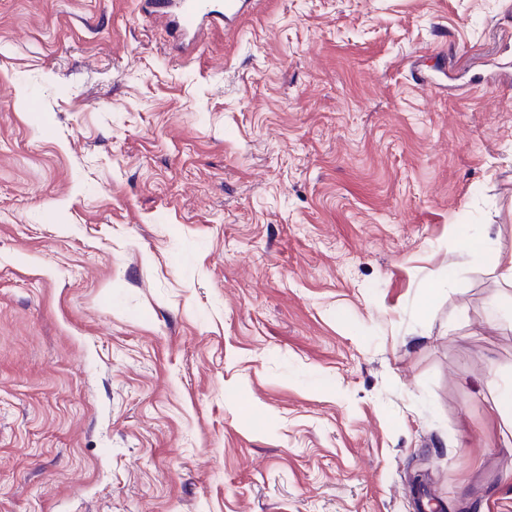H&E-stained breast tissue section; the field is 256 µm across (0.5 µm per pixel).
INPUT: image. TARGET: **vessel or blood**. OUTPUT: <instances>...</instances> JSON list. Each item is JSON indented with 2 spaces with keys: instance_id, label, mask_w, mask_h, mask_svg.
<instances>
[{
  "instance_id": "b4317fda",
  "label": "vessel or blood",
  "mask_w": 512,
  "mask_h": 512,
  "mask_svg": "<svg viewBox=\"0 0 512 512\" xmlns=\"http://www.w3.org/2000/svg\"><path fill=\"white\" fill-rule=\"evenodd\" d=\"M157 19L169 27L182 54L197 49L206 27L226 28L240 13L242 0H151Z\"/></svg>"
}]
</instances>
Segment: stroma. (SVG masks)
<instances>
[{
	"label": "stroma",
	"instance_id": "obj_1",
	"mask_svg": "<svg viewBox=\"0 0 512 512\" xmlns=\"http://www.w3.org/2000/svg\"><path fill=\"white\" fill-rule=\"evenodd\" d=\"M500 249L512 0H0V512H512ZM157 19L169 27L175 48L184 55L197 49L204 29L220 28L226 34H238V28L227 27L240 13L242 0H149ZM473 224H455V236L458 249L463 256L476 257L483 254L489 244L487 234L475 231Z\"/></svg>",
	"mask_w": 512,
	"mask_h": 512
}]
</instances>
